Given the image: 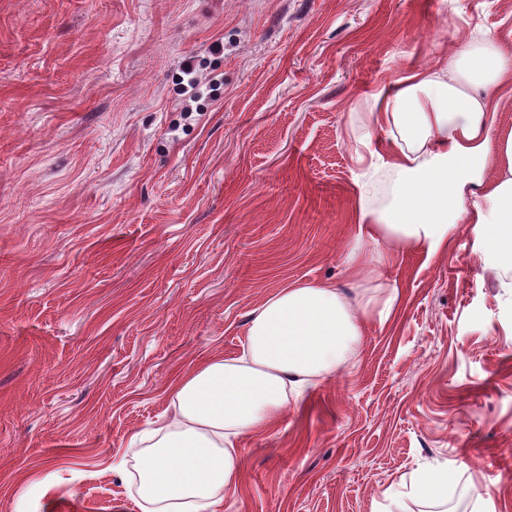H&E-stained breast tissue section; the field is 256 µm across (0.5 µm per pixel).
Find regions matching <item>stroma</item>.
Wrapping results in <instances>:
<instances>
[{"mask_svg": "<svg viewBox=\"0 0 512 512\" xmlns=\"http://www.w3.org/2000/svg\"><path fill=\"white\" fill-rule=\"evenodd\" d=\"M480 31L512 46V0H0V512H140L127 441L175 377L282 288L357 287L366 95ZM189 59L224 94L185 122ZM384 254L395 313L242 442L217 512H384L437 462L449 512H512V270L470 224Z\"/></svg>", "mask_w": 512, "mask_h": 512, "instance_id": "35a3bbf8", "label": "stroma"}]
</instances>
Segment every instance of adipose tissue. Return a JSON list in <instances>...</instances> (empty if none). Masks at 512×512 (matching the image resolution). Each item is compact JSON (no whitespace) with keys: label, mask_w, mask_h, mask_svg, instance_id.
Masks as SVG:
<instances>
[{"label":"adipose tissue","mask_w":512,"mask_h":512,"mask_svg":"<svg viewBox=\"0 0 512 512\" xmlns=\"http://www.w3.org/2000/svg\"><path fill=\"white\" fill-rule=\"evenodd\" d=\"M510 94L512 47L486 32L368 95L354 135L359 233L347 251L360 287L281 289L254 312L240 355L201 359L176 378L168 419L133 439L141 512H210L238 484L239 439L272 430L304 390L355 362L371 312L389 315L400 297L377 285L380 245L432 255L471 224L486 261L512 268V131L496 124ZM381 173L391 198L375 209L367 182ZM456 479L429 466L386 492L388 512L410 499L435 512Z\"/></svg>","instance_id":"ef3b65f1"}]
</instances>
